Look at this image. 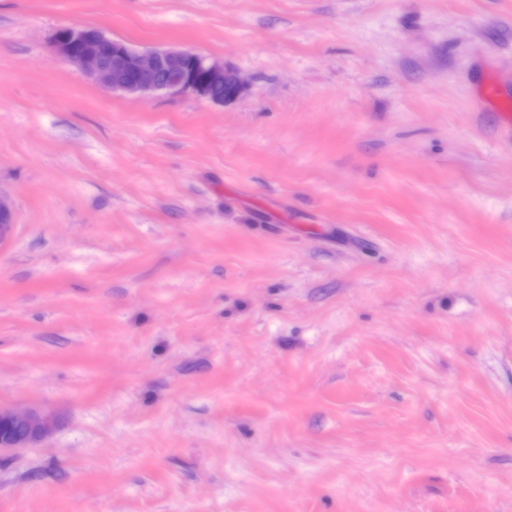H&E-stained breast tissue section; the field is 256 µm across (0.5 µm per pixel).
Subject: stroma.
<instances>
[{
	"instance_id": "1",
	"label": "stroma",
	"mask_w": 512,
	"mask_h": 512,
	"mask_svg": "<svg viewBox=\"0 0 512 512\" xmlns=\"http://www.w3.org/2000/svg\"><path fill=\"white\" fill-rule=\"evenodd\" d=\"M505 112L512 0H0V512H512ZM53 46L80 75L113 91L133 95L193 94L224 103L236 98L246 87L236 70L191 49L138 51L108 38L98 29L60 28ZM130 71L136 73L134 80L127 78ZM227 79L234 87L230 96L224 94ZM56 428L57 418L50 411L0 406V451L36 445L50 437Z\"/></svg>"
}]
</instances>
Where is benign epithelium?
<instances>
[{
	"instance_id": "7a95c632",
	"label": "benign epithelium",
	"mask_w": 512,
	"mask_h": 512,
	"mask_svg": "<svg viewBox=\"0 0 512 512\" xmlns=\"http://www.w3.org/2000/svg\"><path fill=\"white\" fill-rule=\"evenodd\" d=\"M53 46L79 74L128 94H193L222 103L246 87L236 70L191 49L138 51L97 29L63 27ZM12 227V205L0 194V244ZM56 428L57 418L50 411L0 406V450L36 445Z\"/></svg>"
}]
</instances>
